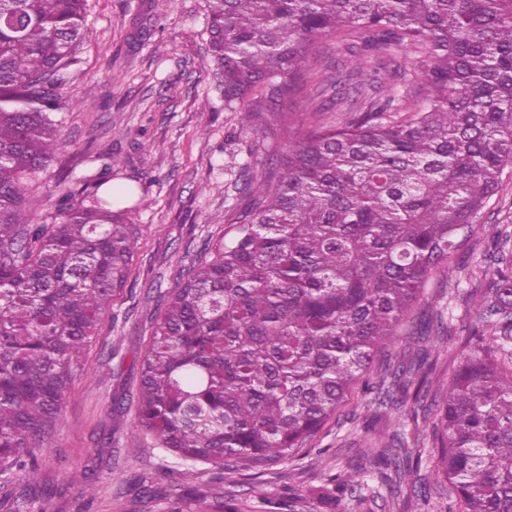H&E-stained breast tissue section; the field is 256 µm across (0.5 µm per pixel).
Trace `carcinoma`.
Wrapping results in <instances>:
<instances>
[{
	"mask_svg": "<svg viewBox=\"0 0 512 512\" xmlns=\"http://www.w3.org/2000/svg\"><path fill=\"white\" fill-rule=\"evenodd\" d=\"M208 57L224 110L255 138L286 139L245 167L248 203L168 293L152 324L135 402L142 432L185 462L237 474L293 458L342 406L461 251L512 168V0H205ZM372 34L423 58L421 102H384L336 124L296 127L316 38ZM89 28L86 0H0V471L32 500L43 441L114 292L127 282L137 195L95 179L66 189L54 221L26 209L59 147L58 114ZM468 295L470 353L427 400L426 361L399 364L381 409L414 391L442 451L434 480L462 512H512V256L487 252ZM454 336L437 318L423 335ZM403 439L387 457L405 472ZM354 490L329 477L330 509Z\"/></svg>",
	"mask_w": 512,
	"mask_h": 512,
	"instance_id": "1",
	"label": "carcinoma"
}]
</instances>
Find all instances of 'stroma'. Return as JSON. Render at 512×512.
<instances>
[{"label":"stroma","mask_w":512,"mask_h":512,"mask_svg":"<svg viewBox=\"0 0 512 512\" xmlns=\"http://www.w3.org/2000/svg\"><path fill=\"white\" fill-rule=\"evenodd\" d=\"M86 12L91 33L64 91L82 108L65 113L61 146L32 186L28 206L37 220H52L51 191L60 177L89 181L110 168L115 181L138 188L128 215L138 234L127 286L103 314L55 426L34 452L42 477L35 512H213L217 496L227 512H317L313 491L336 473L358 477L342 512H456L454 489L431 476L438 456L432 425L401 395L378 412L355 386L294 461L245 471L233 485L225 483L223 469L184 464L138 430L133 399L152 314L244 208L242 168L261 165L284 144L255 139L236 113L225 111L206 63L205 0H87ZM359 61L368 71L389 75L402 105L418 103L400 71L419 62L407 59L401 46L383 53L365 48L360 38L332 34L313 45L299 111L331 124L375 97L355 74ZM340 80L350 90L341 98L332 87ZM499 229L512 233L510 169L464 251L432 272L415 311L416 317L438 315L457 327L438 357L436 377L443 384H450L467 352L460 338L473 321L465 301L471 284L463 280L462 266L479 260ZM396 432L420 463L393 486L363 452ZM83 468L97 476L94 496L68 481Z\"/></svg>","instance_id":"obj_1"}]
</instances>
